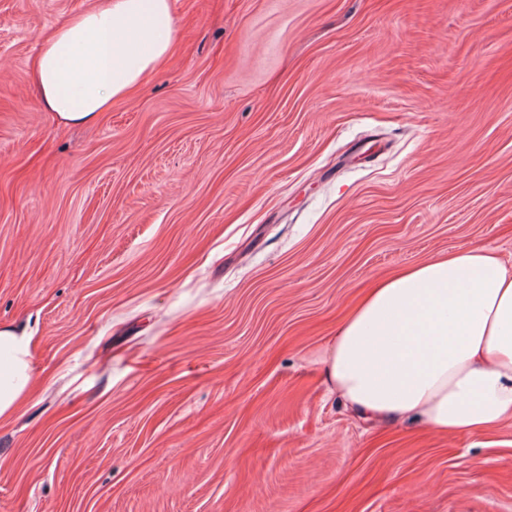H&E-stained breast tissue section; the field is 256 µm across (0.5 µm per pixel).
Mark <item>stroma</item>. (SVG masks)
<instances>
[{
  "instance_id": "stroma-1",
  "label": "stroma",
  "mask_w": 512,
  "mask_h": 512,
  "mask_svg": "<svg viewBox=\"0 0 512 512\" xmlns=\"http://www.w3.org/2000/svg\"><path fill=\"white\" fill-rule=\"evenodd\" d=\"M0 0V326L41 384L0 512H512V420L361 418L339 323L441 252L512 266V0H172L168 64L92 124Z\"/></svg>"
}]
</instances>
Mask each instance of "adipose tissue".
<instances>
[{"label":"adipose tissue","instance_id":"ef3b65f1","mask_svg":"<svg viewBox=\"0 0 512 512\" xmlns=\"http://www.w3.org/2000/svg\"><path fill=\"white\" fill-rule=\"evenodd\" d=\"M171 0H96L41 40L43 105L95 122L172 55ZM32 339L0 328V418L37 382ZM325 380L354 412L472 436L512 420V270L460 249L380 278L338 328Z\"/></svg>","mask_w":512,"mask_h":512}]
</instances>
